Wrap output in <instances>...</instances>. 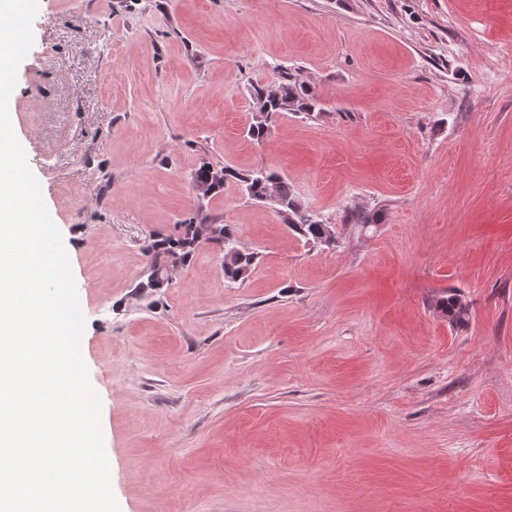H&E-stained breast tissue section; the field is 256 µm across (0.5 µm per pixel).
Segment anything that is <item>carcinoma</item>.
Segmentation results:
<instances>
[{
    "label": "carcinoma",
    "instance_id": "obj_1",
    "mask_svg": "<svg viewBox=\"0 0 512 512\" xmlns=\"http://www.w3.org/2000/svg\"><path fill=\"white\" fill-rule=\"evenodd\" d=\"M271 83L275 85V95L272 98L266 95V84L255 85L251 90L252 101L262 103L269 109V113L298 112L310 115L320 110L319 98L314 87L300 80L290 69L274 68ZM220 172L223 173L222 181L211 184L210 193L221 191L228 181L234 179L242 185L251 199L262 203L267 188L273 186L279 200L276 215L281 222L308 243L324 242V222L300 203L288 180L265 169L240 173L224 167ZM205 223L207 219L199 211L180 225L178 234L155 240L149 249L150 263L157 265L177 260L183 265L188 262L198 247L197 225ZM213 230V242L223 251L224 278L231 282L245 279L256 261V253L240 249L235 225L215 224ZM433 308L435 313L447 318L452 324L465 322L467 307L460 296L452 290L442 292L435 299Z\"/></svg>",
    "mask_w": 512,
    "mask_h": 512
}]
</instances>
